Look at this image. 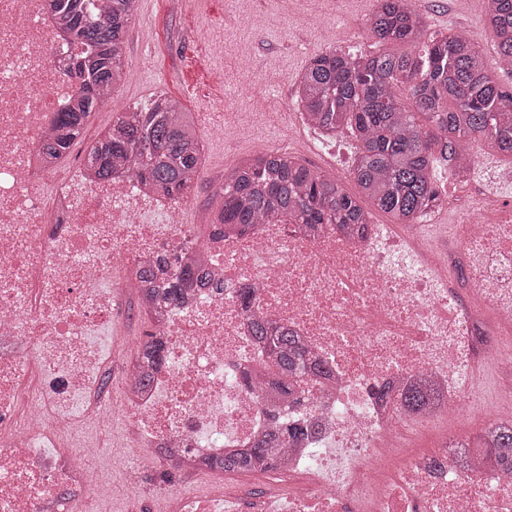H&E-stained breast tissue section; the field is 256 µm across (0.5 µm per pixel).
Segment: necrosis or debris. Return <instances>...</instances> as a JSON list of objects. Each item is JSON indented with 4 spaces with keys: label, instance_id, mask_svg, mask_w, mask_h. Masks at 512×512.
<instances>
[{
    "label": "necrosis or debris",
    "instance_id": "necrosis-or-debris-1",
    "mask_svg": "<svg viewBox=\"0 0 512 512\" xmlns=\"http://www.w3.org/2000/svg\"><path fill=\"white\" fill-rule=\"evenodd\" d=\"M71 48L46 0H0V512H97L105 480L95 451L131 470L126 426L171 469L212 461L273 423L313 435L266 472L256 512H512V464L431 427L480 416V432L512 427V167L457 169L492 197L445 198L459 223L435 238L428 220L332 226L253 224L199 237L185 201L128 178L59 175L40 145L75 86ZM457 238L461 263L448 256ZM210 256L223 292L194 289L152 322L163 361L137 365L112 395V324L137 320L143 264L162 251ZM309 350L308 389L267 370L236 292ZM427 386L421 411L398 402ZM228 481L207 494L172 487L173 512H238Z\"/></svg>",
    "mask_w": 512,
    "mask_h": 512
}]
</instances>
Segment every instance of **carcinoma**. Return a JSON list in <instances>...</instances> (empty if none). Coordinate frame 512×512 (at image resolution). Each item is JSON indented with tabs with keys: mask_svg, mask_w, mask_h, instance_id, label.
I'll list each match as a JSON object with an SVG mask.
<instances>
[{
	"mask_svg": "<svg viewBox=\"0 0 512 512\" xmlns=\"http://www.w3.org/2000/svg\"><path fill=\"white\" fill-rule=\"evenodd\" d=\"M57 22L76 47L67 74L75 92L67 109L55 113V133L42 151L51 163L63 159L82 136L95 105L108 98L125 75L123 44L137 0H50ZM485 16L497 49L494 62L466 35L431 39L421 57L380 50L338 52L329 46L313 56L299 78L298 105L326 134L347 132L355 142L353 196L335 179L286 150L269 151L237 166L224 178L222 204L212 228L269 224L285 218L309 231L327 225L351 229L368 223L362 203L399 224H413L439 206L434 165H460L478 140L512 157V91L503 90L492 70L512 67V0H486ZM424 20L412 0H376L366 32L379 44L415 43ZM202 145L190 113L180 102L158 95L149 106L122 112L86 155L89 177L107 181L116 173L138 180L143 189L183 198L199 177ZM145 305L154 313L178 303L189 288L208 282V272L189 251L161 253L140 271ZM255 335L269 341L268 367L297 375L305 348L287 329L257 322ZM162 345L149 338L140 359L155 367ZM428 394L416 388L400 401L415 410ZM305 435L301 428H276L216 467L229 472H266L274 467L270 449ZM486 455L512 459V429H501Z\"/></svg>",
	"mask_w": 512,
	"mask_h": 512,
	"instance_id": "carcinoma-1",
	"label": "carcinoma"
}]
</instances>
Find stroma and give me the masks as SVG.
<instances>
[{"mask_svg": "<svg viewBox=\"0 0 512 512\" xmlns=\"http://www.w3.org/2000/svg\"><path fill=\"white\" fill-rule=\"evenodd\" d=\"M372 0H139V11L123 44L128 74L112 96L96 105L82 138L62 160V167L83 161L87 148L118 113L149 105L156 94L177 99L191 112L202 133V169L186 199L185 219L209 223L214 192L242 160L269 147L294 141L292 112L298 111V80L310 59L322 51L321 29L333 31L337 45L354 42L370 53L365 31ZM425 38L448 35L467 22L471 40L494 58L493 40L484 23L480 0H418ZM256 14L263 32L244 33L240 13ZM224 125L223 136L207 131ZM139 488L136 512H162L157 497L164 484L203 488L197 472L167 475L155 459L127 475Z\"/></svg>", "mask_w": 512, "mask_h": 512, "instance_id": "35a3bbf8", "label": "stroma"}]
</instances>
